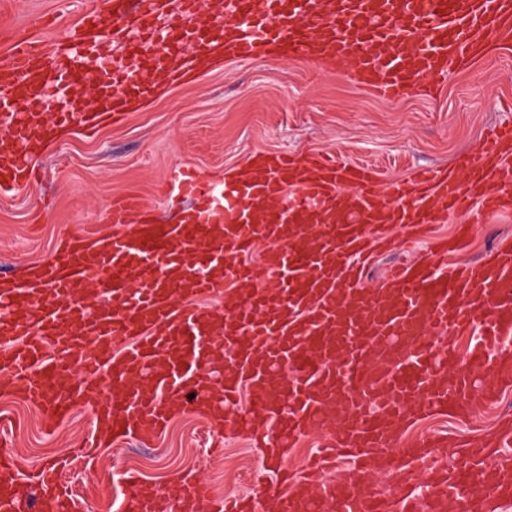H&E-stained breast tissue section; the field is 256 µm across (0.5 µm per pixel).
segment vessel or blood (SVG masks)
I'll list each match as a JSON object with an SVG mask.
<instances>
[{
	"mask_svg": "<svg viewBox=\"0 0 512 512\" xmlns=\"http://www.w3.org/2000/svg\"><path fill=\"white\" fill-rule=\"evenodd\" d=\"M512 43V0H108L81 31L53 47L26 35L0 60V192L31 183L32 160L54 131L96 130L122 120L159 86L205 73L213 57L252 60L288 48L385 98L466 65L488 38ZM113 44L138 54L136 72L99 65L96 112L71 100L53 123L16 109L59 83L83 87L90 55ZM250 175L219 183L191 167L169 173L179 217L158 222L131 198L112 206L118 232L62 240L34 276L0 289V392L36 405L53 425L73 407L107 418L93 444L156 438L171 406L220 414L288 448L311 432L349 465L340 482L279 473L248 496L215 500L211 512H487L512 499V420L487 450L464 447L456 469L435 449L400 445V426L458 413L470 394L494 398L512 384V244L476 264L452 262L465 236L438 241L393 269L380 287L364 273L391 224L425 238L462 200L487 217L512 214V121L455 173L422 171L382 193L381 174L333 157L256 156ZM229 290L223 308L204 307ZM470 337L465 365L459 337ZM112 394L97 401L99 375ZM408 459L425 478L400 497L371 492L375 470ZM126 512H195L204 484L182 478L173 499L129 481ZM51 470L24 472L0 448V512H71Z\"/></svg>",
	"mask_w": 512,
	"mask_h": 512,
	"instance_id": "1",
	"label": "vessel or blood"
}]
</instances>
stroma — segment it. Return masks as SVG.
Segmentation results:
<instances>
[{
	"instance_id": "1",
	"label": "stroma",
	"mask_w": 512,
	"mask_h": 512,
	"mask_svg": "<svg viewBox=\"0 0 512 512\" xmlns=\"http://www.w3.org/2000/svg\"><path fill=\"white\" fill-rule=\"evenodd\" d=\"M93 0H0V58L15 38L28 33L37 15L55 19L39 36L51 45L73 38L80 17ZM512 106V45L489 44L449 74L429 95L412 88L403 98L385 101L336 71L271 54L249 61L219 62L193 81L163 89L151 102L117 123L103 124L93 135L78 129L63 132L37 156V183L0 195V273L20 280L33 262L49 259L60 240L90 230H110L113 199L134 195L162 222L176 210L165 198L167 171L193 167L202 177L221 179L244 169L257 151L336 154L381 169L385 184L405 180L421 168L452 169L462 152H477L486 132ZM468 234L459 260L484 257L501 241L512 240V217L487 220L464 202L435 235ZM489 416L439 414L407 422L400 432L411 446L434 431L448 433L453 453L498 428L512 412V386L489 402ZM0 411L10 418L14 446L24 469H48L66 463L63 478L75 489L87 476L100 478L98 497L77 499L78 512H122L126 489L121 472L132 457H154L153 469L140 480L166 496H176L177 481L189 474L204 483L219 482L229 492L238 485L234 468L214 474L207 461L213 439L224 442L228 459L251 461L248 481L269 474L275 463L244 433H229L185 410L171 418L162 435L96 449L90 459L70 460L93 432L91 413L72 409L54 430H46L40 411L28 402L0 395Z\"/></svg>"
}]
</instances>
